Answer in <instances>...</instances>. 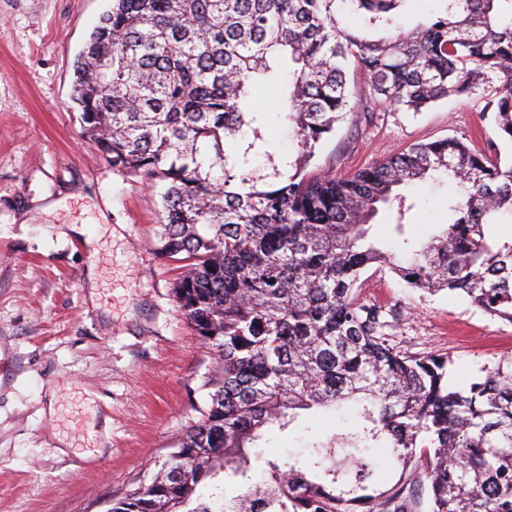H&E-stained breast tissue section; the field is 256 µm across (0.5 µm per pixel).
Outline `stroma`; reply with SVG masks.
<instances>
[{
    "label": "stroma",
    "mask_w": 512,
    "mask_h": 512,
    "mask_svg": "<svg viewBox=\"0 0 512 512\" xmlns=\"http://www.w3.org/2000/svg\"><path fill=\"white\" fill-rule=\"evenodd\" d=\"M111 5L0 0V512H108L160 472L207 411L220 371L176 306L173 262L155 250L158 189L112 170L81 136L76 59ZM496 85L417 114L381 113L360 132L343 122L319 160L350 173L447 136L495 142L510 157L481 116ZM407 194V232L427 240L447 223L456 186L441 175ZM68 224L86 236H63ZM360 295L400 307L398 346L447 355L456 386L512 356V324L464 296L407 288L381 268L363 272ZM359 423L345 407L269 428L254 480L265 479V459Z\"/></svg>",
    "instance_id": "1"
}]
</instances>
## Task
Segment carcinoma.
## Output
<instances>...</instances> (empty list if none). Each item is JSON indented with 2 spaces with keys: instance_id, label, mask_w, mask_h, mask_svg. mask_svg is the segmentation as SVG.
<instances>
[{
  "instance_id": "carcinoma-1",
  "label": "carcinoma",
  "mask_w": 512,
  "mask_h": 512,
  "mask_svg": "<svg viewBox=\"0 0 512 512\" xmlns=\"http://www.w3.org/2000/svg\"><path fill=\"white\" fill-rule=\"evenodd\" d=\"M362 18L341 26L336 3ZM408 0H112L76 62L82 134L118 172L162 185L160 255L180 264L179 312L213 347L221 378L163 473L112 512H179L219 473L244 487L225 512H512V359L466 389L450 360L392 344L401 308L359 297L386 266L408 288L469 297L512 323V161L462 138L416 143L338 174L314 159L347 118L420 112L499 82L482 117L512 143V0H442L411 28ZM365 85L349 86L348 70ZM294 148L273 150L271 112ZM265 164L258 165V160ZM459 195L424 243L404 237L401 192L437 174ZM396 213L397 254L368 239L378 205ZM359 406L361 424L265 461L268 495L242 508L257 458L247 446L300 411ZM409 492L379 489L386 461Z\"/></svg>"
}]
</instances>
